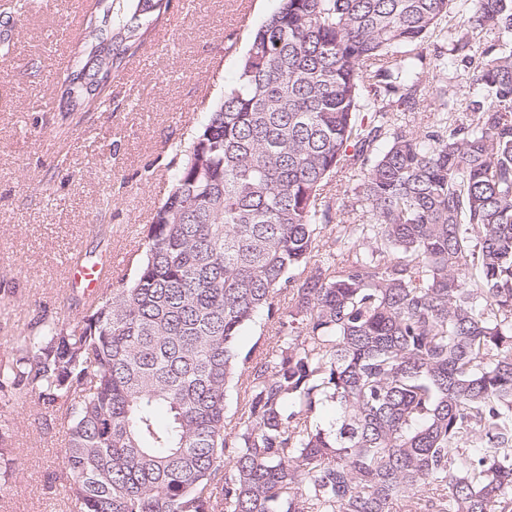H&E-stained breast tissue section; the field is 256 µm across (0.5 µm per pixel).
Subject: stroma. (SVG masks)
Here are the masks:
<instances>
[{
	"label": "stroma",
	"mask_w": 512,
	"mask_h": 512,
	"mask_svg": "<svg viewBox=\"0 0 512 512\" xmlns=\"http://www.w3.org/2000/svg\"><path fill=\"white\" fill-rule=\"evenodd\" d=\"M95 0H0V358L36 316H83L67 268L117 259L132 273L143 232L164 200L171 161L231 86L252 31L278 0H169L136 53L113 72L92 112H57L65 67ZM14 424L12 479L0 512H63L67 435L35 399L0 402Z\"/></svg>",
	"instance_id": "35a3bbf8"
}]
</instances>
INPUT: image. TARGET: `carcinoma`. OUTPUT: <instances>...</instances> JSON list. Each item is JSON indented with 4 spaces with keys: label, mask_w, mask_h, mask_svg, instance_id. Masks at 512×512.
<instances>
[{
    "label": "carcinoma",
    "mask_w": 512,
    "mask_h": 512,
    "mask_svg": "<svg viewBox=\"0 0 512 512\" xmlns=\"http://www.w3.org/2000/svg\"><path fill=\"white\" fill-rule=\"evenodd\" d=\"M455 1L466 121L427 58ZM167 6L98 0L58 111ZM142 248L0 359L61 411L66 512H512V0H279Z\"/></svg>",
    "instance_id": "1"
}]
</instances>
